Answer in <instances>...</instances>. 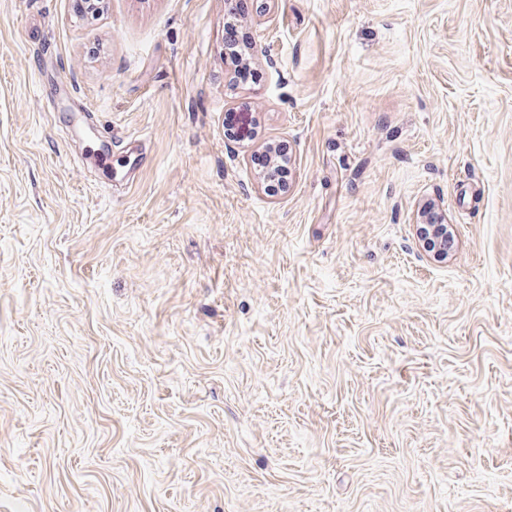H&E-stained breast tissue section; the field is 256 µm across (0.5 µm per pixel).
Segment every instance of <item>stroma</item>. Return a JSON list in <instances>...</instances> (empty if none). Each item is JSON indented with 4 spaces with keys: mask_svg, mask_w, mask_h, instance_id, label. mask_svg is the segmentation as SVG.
<instances>
[{
    "mask_svg": "<svg viewBox=\"0 0 512 512\" xmlns=\"http://www.w3.org/2000/svg\"><path fill=\"white\" fill-rule=\"evenodd\" d=\"M228 15L0 0V512H512V0ZM237 28L235 24L227 23L224 26V46L228 50L230 64L234 67L235 78L247 81L254 78V72L246 59L241 55L242 51L237 49ZM446 217L447 214L442 209L430 213L427 217L420 216L423 247L435 260L447 259L448 252H450L448 250V239L451 228L448 224H444ZM422 227H426L427 232H424ZM450 232L452 234V230Z\"/></svg>",
    "mask_w": 512,
    "mask_h": 512,
    "instance_id": "obj_1",
    "label": "stroma"
}]
</instances>
